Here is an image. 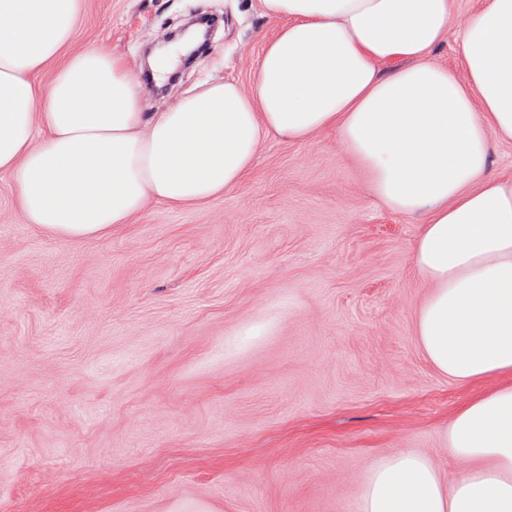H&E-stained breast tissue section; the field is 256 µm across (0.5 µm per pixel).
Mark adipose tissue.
<instances>
[{"label": "adipose tissue", "instance_id": "ef3b65f1", "mask_svg": "<svg viewBox=\"0 0 512 512\" xmlns=\"http://www.w3.org/2000/svg\"><path fill=\"white\" fill-rule=\"evenodd\" d=\"M260 2L280 27L250 89L205 83L148 112L120 58L72 51L82 0H0V173L20 216L56 237L104 235L149 203L237 188L268 136L334 132L372 194L422 220L426 357L457 384L497 382L448 424L452 486L403 451L369 467L360 512H512V176L491 161L512 141V0H480L458 72L431 59L455 0Z\"/></svg>", "mask_w": 512, "mask_h": 512}]
</instances>
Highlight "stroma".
<instances>
[{"label":"stroma","instance_id":"stroma-1","mask_svg":"<svg viewBox=\"0 0 512 512\" xmlns=\"http://www.w3.org/2000/svg\"><path fill=\"white\" fill-rule=\"evenodd\" d=\"M198 13L210 43L144 84L146 49ZM277 30L259 0H84L74 46L110 49L162 112L203 82L250 88ZM420 231L332 132L267 138L237 189L100 237L23 223L0 176V512H357L401 451L451 485L448 423L490 385L420 348ZM255 321L269 335H242Z\"/></svg>","mask_w":512,"mask_h":512}]
</instances>
